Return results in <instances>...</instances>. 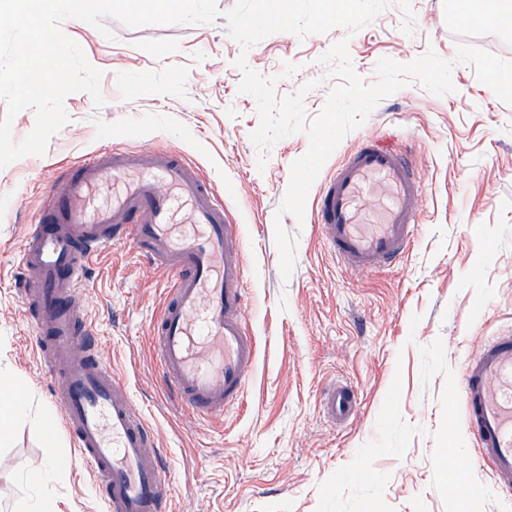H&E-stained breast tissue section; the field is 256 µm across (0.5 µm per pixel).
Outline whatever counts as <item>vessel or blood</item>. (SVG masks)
I'll list each match as a JSON object with an SVG mask.
<instances>
[{
  "label": "vessel or blood",
  "instance_id": "vessel-or-blood-1",
  "mask_svg": "<svg viewBox=\"0 0 512 512\" xmlns=\"http://www.w3.org/2000/svg\"><path fill=\"white\" fill-rule=\"evenodd\" d=\"M121 193L95 202L105 180ZM392 191L378 223L361 221L357 203L371 180ZM424 183L407 150L361 140L319 181L315 220L330 254L348 271L396 266L418 230ZM43 221L30 225L20 250L22 297L36 346L49 354L61 385L60 421L74 440L71 464L85 465L106 512H172V488L152 428L132 407L125 383L99 354L96 327L79 308L89 269L108 245L132 242L170 282L151 340L167 394L195 416L223 414L243 398L256 361L244 316L249 295L239 225L214 201L212 184L180 153L115 150L66 164L49 189ZM189 211L190 222L178 221ZM462 394L482 462L499 492L512 496V330L489 337L462 370ZM360 404L356 389L327 387L321 405L335 425Z\"/></svg>",
  "mask_w": 512,
  "mask_h": 512
}]
</instances>
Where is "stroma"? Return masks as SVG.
Instances as JSON below:
<instances>
[{
  "label": "stroma",
  "instance_id": "stroma-1",
  "mask_svg": "<svg viewBox=\"0 0 512 512\" xmlns=\"http://www.w3.org/2000/svg\"><path fill=\"white\" fill-rule=\"evenodd\" d=\"M235 2L216 0L208 24L130 27L110 18L111 41L86 22H63L102 71L106 103L97 110L87 93L68 95L70 120L45 153L0 168V374L24 387L33 414L58 417L57 381L35 349L20 293L19 250L59 166L118 148L177 151L216 192L237 187L224 210L243 230L247 317L258 344L242 405L205 421L167 396L150 325L168 274L133 243L108 249L83 297L102 357L158 434L173 512H512L480 459L459 382L465 360L489 336L512 329V97L494 94L490 80L495 70L512 75V40L453 31L448 0H412L409 35L393 4L352 34L278 32L245 53L227 33ZM341 40L369 84L384 57L407 63L432 51L453 64L452 93L439 97L409 81L338 145L343 152L366 136L393 141L411 151L424 177L419 236L387 271L342 270L312 215H279L291 165L309 138L298 132L260 152L250 139L260 123L256 102L238 91L242 57L274 79L277 96L313 82L303 105L314 118L339 82L318 59ZM95 114L107 122L168 115L194 141L164 132L135 142L100 138ZM279 226L295 240L287 279ZM337 380L361 397L343 427L331 426L320 405L322 387ZM45 431L24 422L0 446V512H21L36 490L57 512H105L83 468L68 467L39 487L22 474L23 465L41 461Z\"/></svg>",
  "mask_w": 512,
  "mask_h": 512
}]
</instances>
